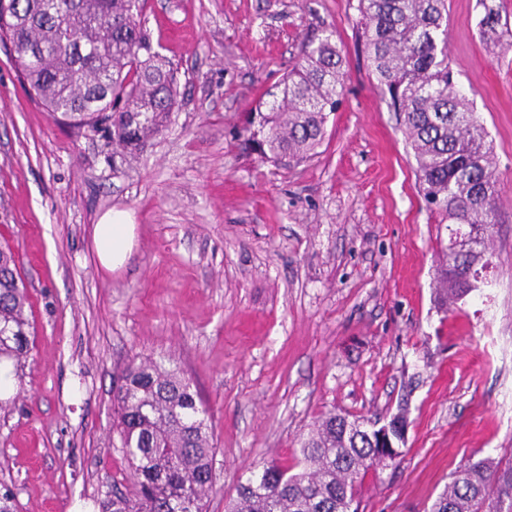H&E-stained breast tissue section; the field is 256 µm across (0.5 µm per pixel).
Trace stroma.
<instances>
[{
	"label": "stroma",
	"instance_id": "35a3bbf8",
	"mask_svg": "<svg viewBox=\"0 0 512 512\" xmlns=\"http://www.w3.org/2000/svg\"><path fill=\"white\" fill-rule=\"evenodd\" d=\"M448 62L485 125L499 182L489 287L444 309V231L372 73L359 0H146L178 103L132 166L54 120L0 42V237L30 291L34 348L0 412V484L17 512H98L130 467L112 430L133 357L173 359L207 406L225 512L240 481L294 466L322 415L406 418L359 512H429L460 464L512 468V0H446ZM331 33L347 78L315 155L242 150L244 112L271 104L305 43ZM127 212L136 240L109 271L92 232Z\"/></svg>",
	"mask_w": 512,
	"mask_h": 512
}]
</instances>
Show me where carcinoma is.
<instances>
[{"label":"carcinoma","instance_id":"carcinoma-1","mask_svg":"<svg viewBox=\"0 0 512 512\" xmlns=\"http://www.w3.org/2000/svg\"><path fill=\"white\" fill-rule=\"evenodd\" d=\"M145 0H7L0 40L11 44L29 91L57 120L112 140L125 162L162 131L177 103L171 66L153 51L141 21ZM372 73L399 114L431 209L474 233L445 254L440 294L454 303L474 288V266L492 264L498 181L492 146L473 102L448 65L446 0H360ZM505 38L499 15L480 22ZM342 57L332 34L310 40L288 71L281 98L247 113L243 145L263 162L300 163L316 154L336 112ZM28 289L15 255L0 244V360L19 371L33 349ZM113 429L131 464L132 494L106 492L101 512H206L216 482L208 410L173 363L130 360L117 377ZM379 429L328 413L302 442L298 473L275 462L237 486L228 512H358L357 488L382 463L372 446ZM431 512H512V472L489 460L458 466Z\"/></svg>","mask_w":512,"mask_h":512}]
</instances>
